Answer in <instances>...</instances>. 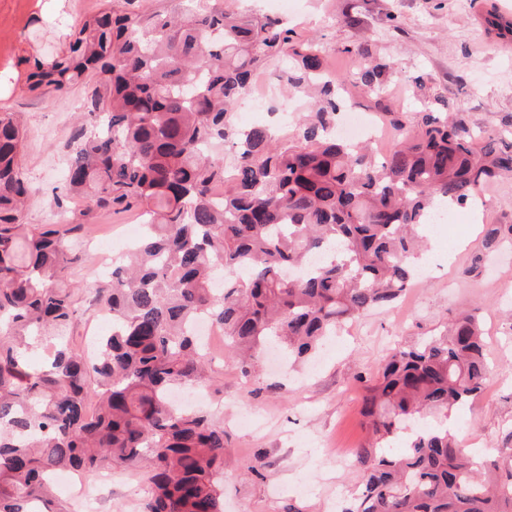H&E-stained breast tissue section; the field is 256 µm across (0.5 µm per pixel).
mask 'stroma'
Returning <instances> with one entry per match:
<instances>
[{
  "mask_svg": "<svg viewBox=\"0 0 512 512\" xmlns=\"http://www.w3.org/2000/svg\"><path fill=\"white\" fill-rule=\"evenodd\" d=\"M258 16H282L300 37H317L331 70H350L346 46L372 45L399 65L392 97H408V80L428 75L436 93L469 127L512 129V42L486 34L476 21L479 0H222ZM103 0H0V109L19 112L27 127L24 172L31 188L29 224L54 221L53 195L66 170L65 145L82 99L79 88L35 94L25 86L22 56L56 43L61 33L98 11ZM352 24H344L343 15ZM512 224V180L482 192L476 209L455 213L445 236L430 228L425 264L395 309L375 310L342 329L314 370L291 371L266 363L245 379L232 354L214 361V379L203 408L218 410L224 425V512H335L353 492L357 473L351 453L367 436L361 414L363 378L375 375L393 347L441 329L461 311H473L486 331L491 373L483 393L460 407L449 426L481 455L503 447L512 432V246L488 254L481 267L487 223ZM134 216H104L82 242L87 259L73 281L89 289L104 259V240L125 234ZM262 462L261 476L247 472ZM101 512H125L127 501L144 504L145 470L117 468Z\"/></svg>",
  "mask_w": 512,
  "mask_h": 512,
  "instance_id": "1",
  "label": "stroma"
}]
</instances>
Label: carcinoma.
<instances>
[{"mask_svg":"<svg viewBox=\"0 0 512 512\" xmlns=\"http://www.w3.org/2000/svg\"><path fill=\"white\" fill-rule=\"evenodd\" d=\"M140 2L104 0L55 51L20 58L31 92L85 88L52 224L23 220L26 130L0 111V512H70L56 473L112 467L149 469L143 512H224V426L173 400L208 381L193 320L224 336L245 377L269 345L303 362L411 286L418 228L512 176V131L449 118L423 74L412 77L414 128L386 155L337 138L347 84L383 122L406 127L385 104L397 64L365 44L345 47L352 69L330 75L319 40L281 17L253 20L218 0H182L178 11ZM484 26L512 36L496 9ZM284 57L278 78L313 99L311 112L290 137L236 123L255 77ZM224 146L229 164L213 156ZM128 211L144 231L96 287L112 332L91 363L72 335L71 271L85 260L72 233ZM504 240L512 224L485 225L486 248ZM328 245L341 251L309 267ZM488 372L472 314L395 349L365 387L370 440L353 453L362 480L338 512H512V448L475 460L444 426ZM407 429L403 451H389Z\"/></svg>","mask_w":512,"mask_h":512,"instance_id":"obj_1","label":"carcinoma"}]
</instances>
